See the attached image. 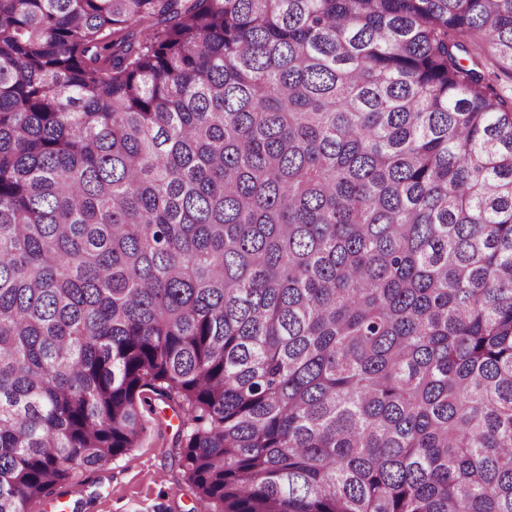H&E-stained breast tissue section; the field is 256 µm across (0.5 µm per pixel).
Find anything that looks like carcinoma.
<instances>
[{
	"label": "carcinoma",
	"instance_id": "obj_1",
	"mask_svg": "<svg viewBox=\"0 0 512 512\" xmlns=\"http://www.w3.org/2000/svg\"><path fill=\"white\" fill-rule=\"evenodd\" d=\"M512 0H0V512L182 411L203 512H512Z\"/></svg>",
	"mask_w": 512,
	"mask_h": 512
}]
</instances>
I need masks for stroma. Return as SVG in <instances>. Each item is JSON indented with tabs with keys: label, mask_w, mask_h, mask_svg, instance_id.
<instances>
[{
	"label": "stroma",
	"mask_w": 512,
	"mask_h": 512,
	"mask_svg": "<svg viewBox=\"0 0 512 512\" xmlns=\"http://www.w3.org/2000/svg\"><path fill=\"white\" fill-rule=\"evenodd\" d=\"M178 412L172 402L150 399L142 408L146 431L140 447L87 473L79 495L62 484L53 498H69L71 512H201L181 467Z\"/></svg>",
	"instance_id": "stroma-1"
}]
</instances>
